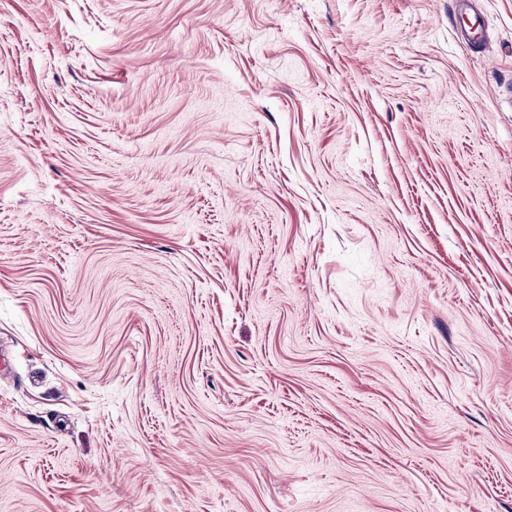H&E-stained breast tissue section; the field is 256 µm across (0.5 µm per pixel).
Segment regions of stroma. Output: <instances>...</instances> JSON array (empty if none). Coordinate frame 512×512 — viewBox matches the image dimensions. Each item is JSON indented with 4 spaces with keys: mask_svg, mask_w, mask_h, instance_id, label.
Returning a JSON list of instances; mask_svg holds the SVG:
<instances>
[{
    "mask_svg": "<svg viewBox=\"0 0 512 512\" xmlns=\"http://www.w3.org/2000/svg\"><path fill=\"white\" fill-rule=\"evenodd\" d=\"M0 0V512H512V0Z\"/></svg>",
    "mask_w": 512,
    "mask_h": 512,
    "instance_id": "35a3bbf8",
    "label": "stroma"
}]
</instances>
